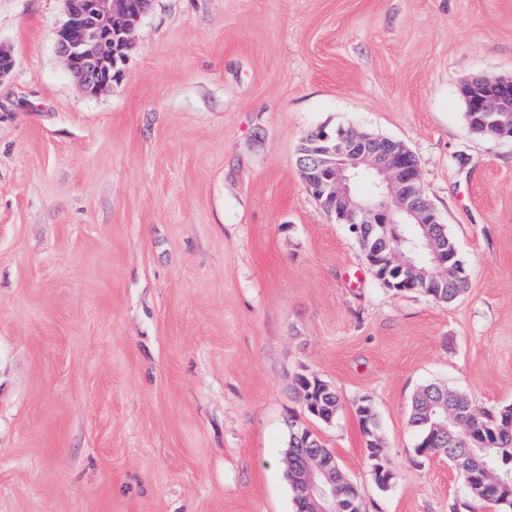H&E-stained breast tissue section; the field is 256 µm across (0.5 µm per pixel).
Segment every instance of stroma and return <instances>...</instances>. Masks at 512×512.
<instances>
[{
  "label": "stroma",
  "instance_id": "obj_1",
  "mask_svg": "<svg viewBox=\"0 0 512 512\" xmlns=\"http://www.w3.org/2000/svg\"><path fill=\"white\" fill-rule=\"evenodd\" d=\"M64 0H0V512H295L302 425L367 512H449L409 404H512V140L458 88L512 80V0H152L123 79L83 94ZM404 142L467 268L388 290L297 164L318 129ZM329 383L309 417L298 374ZM380 422L373 478L354 403ZM298 382L302 384L304 389L310 388L314 393L312 404L305 408L310 416L324 423L336 417L341 408V401L336 391L329 384L326 387L319 386L317 379L308 380L303 376L299 377Z\"/></svg>",
  "mask_w": 512,
  "mask_h": 512
}]
</instances>
